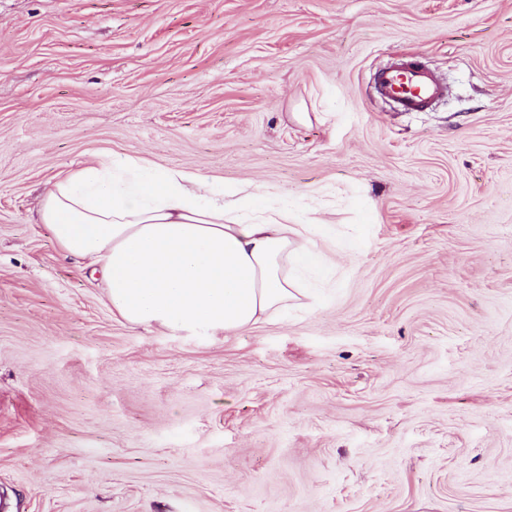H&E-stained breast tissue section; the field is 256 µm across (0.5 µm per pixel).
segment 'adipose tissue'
<instances>
[{
	"label": "adipose tissue",
	"mask_w": 512,
	"mask_h": 512,
	"mask_svg": "<svg viewBox=\"0 0 512 512\" xmlns=\"http://www.w3.org/2000/svg\"><path fill=\"white\" fill-rule=\"evenodd\" d=\"M198 176L107 157L46 191L39 223L98 272L112 312L163 334L242 335L296 301V272L325 264L290 210Z\"/></svg>",
	"instance_id": "adipose-tissue-1"
}]
</instances>
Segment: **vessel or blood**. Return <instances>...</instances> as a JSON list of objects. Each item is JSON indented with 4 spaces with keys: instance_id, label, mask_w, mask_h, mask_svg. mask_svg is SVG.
Returning <instances> with one entry per match:
<instances>
[{
    "instance_id": "1",
    "label": "vessel or blood",
    "mask_w": 512,
    "mask_h": 512,
    "mask_svg": "<svg viewBox=\"0 0 512 512\" xmlns=\"http://www.w3.org/2000/svg\"><path fill=\"white\" fill-rule=\"evenodd\" d=\"M374 83L377 92L391 100L400 112L429 111L445 93L439 77L419 66L411 56L378 67Z\"/></svg>"
}]
</instances>
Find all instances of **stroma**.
I'll list each match as a JSON object with an SVG mask.
<instances>
[{"instance_id": "35a3bbf8", "label": "stroma", "mask_w": 512, "mask_h": 512, "mask_svg": "<svg viewBox=\"0 0 512 512\" xmlns=\"http://www.w3.org/2000/svg\"><path fill=\"white\" fill-rule=\"evenodd\" d=\"M108 154L333 226L314 299L113 316L37 221ZM0 512H512V0H0ZM374 83L377 92L399 112H428L446 90L435 73L419 66L411 56L378 67Z\"/></svg>"}]
</instances>
